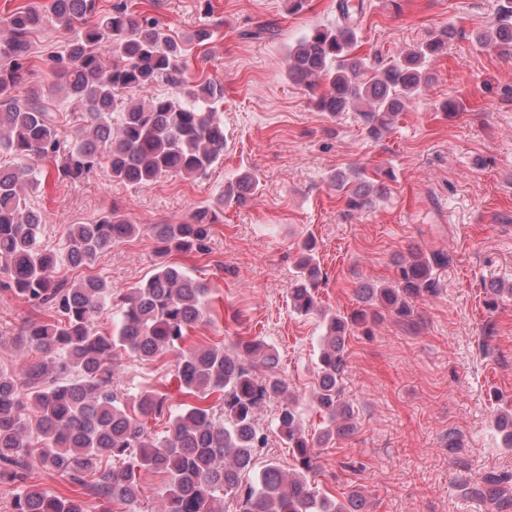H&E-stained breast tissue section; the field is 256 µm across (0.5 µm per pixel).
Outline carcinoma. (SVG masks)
Segmentation results:
<instances>
[{
  "mask_svg": "<svg viewBox=\"0 0 512 512\" xmlns=\"http://www.w3.org/2000/svg\"><path fill=\"white\" fill-rule=\"evenodd\" d=\"M98 3L51 0L52 21L73 37L52 56V82L30 89L22 100L13 92L31 74L30 35L44 26L46 16L17 8L0 40V152L14 160L0 164V273L7 276L0 288L57 315L50 322L28 321L15 338L19 358L32 349L41 354L23 376L0 364V482L20 487L14 512H87L82 500L62 499L29 482L34 458L69 483L91 486L96 497L113 505L137 500L139 475L151 471L164 476L163 512H224L228 495L238 512H367L361 493L349 492L341 502L315 484V446L357 430L353 408L342 398L348 338L355 328L370 333L387 316L412 321L415 303L437 293V270L450 258L442 251L412 249L397 264L393 283L359 287L358 307L327 319L312 389L325 427L315 439L286 399L288 383L275 372L274 346L254 339L227 349L219 343L185 347L190 332L210 316V289L168 257L204 253L224 205H243L257 191L254 174L226 182L216 203L193 208L180 223L154 225L159 261L128 293L114 295L99 276L70 284L55 280L60 256L39 244L44 215L26 202V192L41 188L42 163L61 160L57 177L69 181L85 179L105 164L112 181L141 186L170 172L205 177L224 152V121L218 117L224 87L187 74L188 46L208 44L213 32L200 27L178 41L146 10L120 3L101 17ZM361 8V2L336 0V25L314 26L290 44L286 73L305 88L317 111L358 112L368 134L378 138L433 82L431 64L457 31L444 27L386 60L370 58L358 52L355 14ZM475 43L512 59V0H501ZM109 55L119 61L107 63ZM160 84L175 92L147 100L122 97ZM58 94L83 107L82 134L67 146L60 140L64 115ZM334 182L342 188L354 184L346 204L357 212L388 191L363 171L354 172L352 180L338 174ZM139 232L140 225L114 207L69 225L66 259L73 266L88 265ZM320 277L316 243L307 240L288 288L294 312H321ZM106 307L114 309L110 335L94 324ZM123 352L143 361L178 353L175 379L186 402L168 411L167 398L144 388L128 406L112 386ZM275 400L281 401L275 428L296 462L288 474L272 459L257 467L267 445L259 417ZM165 414L163 434L151 436L145 420ZM473 492L497 509L512 499L507 482L496 475L484 477Z\"/></svg>",
  "mask_w": 512,
  "mask_h": 512,
  "instance_id": "carcinoma-1",
  "label": "carcinoma"
}]
</instances>
